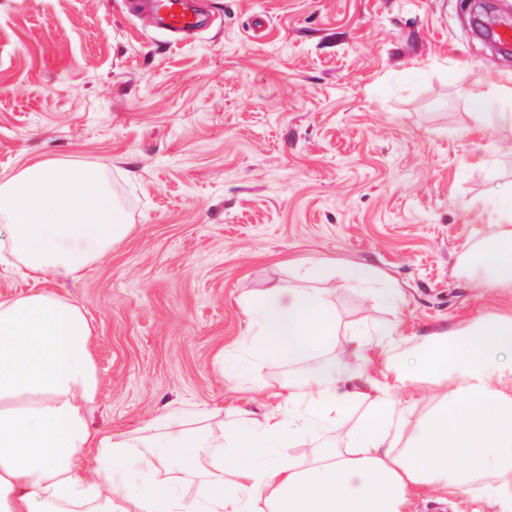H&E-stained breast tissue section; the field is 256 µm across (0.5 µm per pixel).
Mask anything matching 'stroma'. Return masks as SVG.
Instances as JSON below:
<instances>
[{"label": "stroma", "mask_w": 512, "mask_h": 512, "mask_svg": "<svg viewBox=\"0 0 512 512\" xmlns=\"http://www.w3.org/2000/svg\"><path fill=\"white\" fill-rule=\"evenodd\" d=\"M462 3L194 0L209 23L174 46L125 0H0V175L96 167L132 226L63 284L0 267V300L37 289L84 311L94 428L148 437L174 408L205 411L216 432L277 405L309 361L224 372L274 286L328 292L331 355L364 364L398 408L418 417L452 397L454 379L397 372L432 332L512 316L511 292L456 271L512 187V136L473 116L512 83V58L472 36ZM373 328L390 335L358 347ZM367 406L303 436L298 463L343 447ZM511 493L512 474L421 486L405 512H497Z\"/></svg>", "instance_id": "35a3bbf8"}]
</instances>
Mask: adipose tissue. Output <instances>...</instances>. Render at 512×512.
<instances>
[{
    "label": "adipose tissue",
    "mask_w": 512,
    "mask_h": 512,
    "mask_svg": "<svg viewBox=\"0 0 512 512\" xmlns=\"http://www.w3.org/2000/svg\"><path fill=\"white\" fill-rule=\"evenodd\" d=\"M486 129L512 134V84L476 104ZM130 231L100 171L42 162L0 178V264L38 277L74 278ZM480 269L486 284L512 291V190L492 202L490 224L459 258L462 273ZM253 314L257 334L246 355L227 364L234 376L282 359L319 357L300 377L311 399L293 417V395L261 415L246 413L228 433L180 428L174 412L154 428L179 427L189 462L158 465L202 477V498L174 483L144 482L136 512H403L412 489L470 488L486 473H512V319L490 315L465 328L430 333L403 373L433 381L458 376L450 400L417 420L385 396L348 434L305 468L290 448L309 430L335 431L340 404L370 379L326 350L336 336L328 296L304 288L268 289ZM90 323L73 301L32 290L0 300V512H119L127 484L122 466L136 434L94 436L88 415L98 375L87 342ZM96 444L94 466L79 451ZM237 480L224 482L225 464Z\"/></svg>",
    "instance_id": "ef3b65f1"
}]
</instances>
